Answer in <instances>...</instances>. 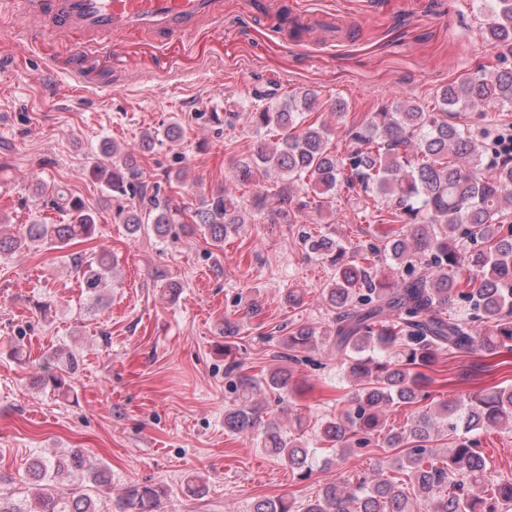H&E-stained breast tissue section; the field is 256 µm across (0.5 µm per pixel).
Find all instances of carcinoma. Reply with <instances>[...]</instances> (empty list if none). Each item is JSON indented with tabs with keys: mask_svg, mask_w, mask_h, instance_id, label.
<instances>
[{
	"mask_svg": "<svg viewBox=\"0 0 512 512\" xmlns=\"http://www.w3.org/2000/svg\"><path fill=\"white\" fill-rule=\"evenodd\" d=\"M481 38L498 50V64L479 66L440 86L434 105L407 96L383 104L370 121L351 125L342 139L317 113L324 111L319 93L303 87L279 98V89H255L230 104L215 123L232 128L243 118L256 132L246 150L237 141L224 149L238 153L232 161L236 181L254 188V205L275 202L292 220L295 212L333 210L356 194L381 201L372 212L361 209L368 224L387 226L383 246L347 247L327 234L302 238L304 248L326 262L333 276L323 289L334 310L336 355L357 386L354 410H343L317 425L321 442L336 449L343 462L354 446L383 440L379 477L337 479L303 503L285 496L262 499L253 512H512V479L492 475L473 434L494 427L512 429V386L442 402L397 431L385 429L383 415L394 404L413 405L427 397L429 375L442 352H512V153L488 152L480 125L455 118L483 106L512 112V0H484ZM182 127L171 123L145 131L120 145L101 143L103 161L93 176L117 203L112 219L132 237L152 226L165 236L174 226L185 234L201 233L219 250L245 223L246 207L224 188L199 199L196 207L172 203L162 184L182 180V169L167 168L163 180L144 171L157 144L177 141ZM53 207L67 213L65 224H28L22 232L0 230V254L35 244L59 249L92 236L96 219L59 185L40 184ZM384 253L406 276H378L370 256ZM81 274L82 293L100 300L106 273L114 267L111 251L100 248L85 256L72 254ZM318 343L316 329L304 325L288 332L287 351L279 360L299 362V354ZM76 366L73 354L59 359L43 377L54 390L66 386ZM231 378V404L224 428L255 434L264 451L288 463L300 480L308 479L310 448L300 437L281 433L277 420L257 396L273 390L284 401L290 375L283 367L248 375L232 360L224 366ZM461 432L442 455L434 443L441 433ZM71 478L72 487L57 493L54 484ZM112 482L100 460L75 449L41 455L30 462L24 487L0 488V512H99L91 492ZM166 489L131 483L124 488L117 512H158Z\"/></svg>",
	"mask_w": 512,
	"mask_h": 512,
	"instance_id": "obj_1",
	"label": "carcinoma"
}]
</instances>
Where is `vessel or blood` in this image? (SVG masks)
Segmentation results:
<instances>
[{"label": "vessel or blood", "instance_id": "obj_1", "mask_svg": "<svg viewBox=\"0 0 512 512\" xmlns=\"http://www.w3.org/2000/svg\"><path fill=\"white\" fill-rule=\"evenodd\" d=\"M224 17V0H16L7 23H38L56 46L84 54L147 48L194 55Z\"/></svg>", "mask_w": 512, "mask_h": 512}]
</instances>
